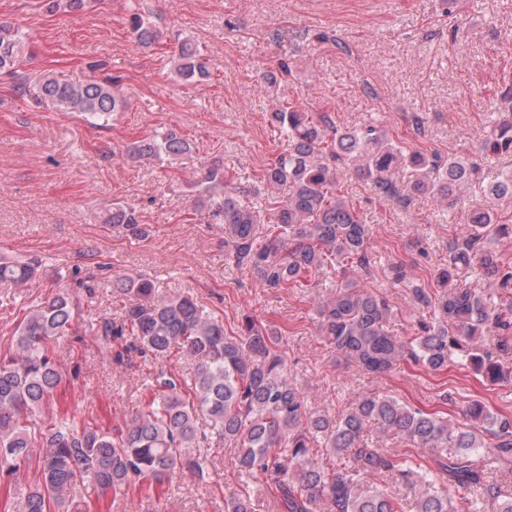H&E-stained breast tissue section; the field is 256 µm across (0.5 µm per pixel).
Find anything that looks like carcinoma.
<instances>
[{
  "label": "carcinoma",
  "mask_w": 512,
  "mask_h": 512,
  "mask_svg": "<svg viewBox=\"0 0 512 512\" xmlns=\"http://www.w3.org/2000/svg\"><path fill=\"white\" fill-rule=\"evenodd\" d=\"M86 0H48L54 12L84 9ZM129 29L142 46L163 38L135 12ZM27 42L19 30L0 23V74L14 75L26 62ZM171 73L191 85L211 78L207 55L189 37L175 36ZM42 96L60 112H76L104 123L127 108L119 80L61 81L40 76ZM484 148L512 154V85L500 98ZM284 150L263 170L260 181L280 195L248 205L236 196L227 162L213 165L193 185L197 208L224 225V243L236 266L246 268L265 288L320 286L315 277L339 274L335 292L317 302L319 336L336 354L368 374H385L413 362L437 374L454 362L469 364L488 386L512 384V264L491 247L512 238V224L499 220L495 205L512 200V169L482 184L481 195L464 200L462 190L477 182L469 160L427 157L400 145L374 125L339 129L292 99L270 113ZM196 145L174 130L148 133L134 141L129 161L184 164ZM402 170L404 179L392 172ZM355 175L387 199L427 195L454 208L468 203L470 233L448 245V265L431 283L400 266L393 279L422 310L415 336L407 341L388 328L393 308L367 281L373 227L360 217L338 186ZM278 211L266 222L267 209ZM101 223L135 238L147 229L131 207L114 204ZM479 269L491 291L478 292L468 277ZM362 278H351L349 270ZM45 276L37 256L0 254V292L32 288ZM112 297L123 304L120 322L85 326L116 340L125 350L159 357L176 353L195 363L193 382L178 371H158L142 411L112 429L93 426L68 413L41 417L54 409L64 383L55 358L60 339L79 333L78 311L69 290L59 288L27 306L10 346L0 353V475L12 490L0 495V512H71L65 493L85 485L101 497L131 489L162 487L186 472L209 478V460L194 453L213 434L235 452L238 474L265 477L247 494L224 500V512H256L254 497L271 495L276 512H512V416L472 400L466 422L380 393L355 399L339 419L309 405L292 377L282 330L245 315L237 330L190 294L163 293L145 277L112 279ZM205 420L210 432L200 428ZM393 437L427 451V458L399 460L378 445ZM323 440L330 455L348 460L327 468L314 456L312 442ZM369 476L386 479L377 484ZM403 487L406 500L390 491Z\"/></svg>",
  "instance_id": "carcinoma-1"
}]
</instances>
